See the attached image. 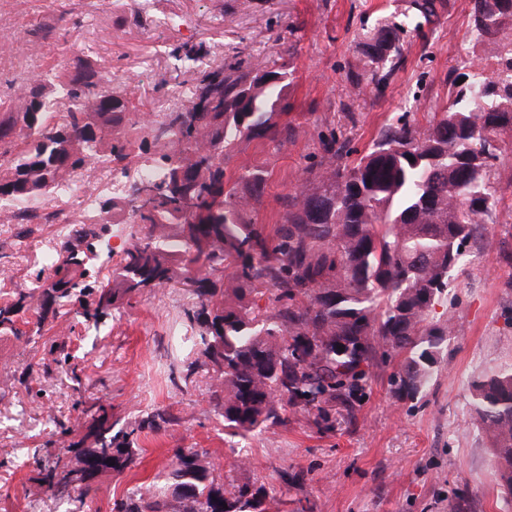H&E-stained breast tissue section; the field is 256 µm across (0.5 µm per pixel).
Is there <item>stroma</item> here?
Segmentation results:
<instances>
[{"label": "stroma", "mask_w": 512, "mask_h": 512, "mask_svg": "<svg viewBox=\"0 0 512 512\" xmlns=\"http://www.w3.org/2000/svg\"><path fill=\"white\" fill-rule=\"evenodd\" d=\"M155 18L136 0H0V98L12 84L90 54L116 71L152 112L173 98L186 107L197 77L172 50L200 44L209 65L231 57L274 60L293 72L288 91L295 135L242 142L224 166L267 172L253 217L275 227L285 197L317 168L319 135L336 131L365 150L391 115L425 121L448 91L458 51L468 43L469 0H450L425 36L402 35L406 64L381 95L356 92L365 76L362 27L402 20L411 0H154ZM493 169L499 198L483 240L469 244L438 312L456 333L427 389L399 399L391 383L401 358L377 357L354 418L345 411L288 413L283 425L241 437L224 432L211 397V374L196 364L194 331L184 311L194 296L175 285L145 291L99 329L74 324L69 366L46 347L0 335V512H112L114 500L148 487L171 467L172 451L212 457L216 477L276 492L286 512H512L500 498L488 439L470 422L469 377L512 364V135H503ZM62 235L53 224H0V296L30 291L41 258ZM112 406L119 425L164 410L168 429L138 438L139 463L105 473L96 494L52 498L34 481V457L53 458L57 421L74 422L75 401Z\"/></svg>", "instance_id": "obj_1"}]
</instances>
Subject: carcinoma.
I'll use <instances>...</instances> for the list:
<instances>
[{
    "instance_id": "cac0c4a2",
    "label": "carcinoma",
    "mask_w": 512,
    "mask_h": 512,
    "mask_svg": "<svg viewBox=\"0 0 512 512\" xmlns=\"http://www.w3.org/2000/svg\"><path fill=\"white\" fill-rule=\"evenodd\" d=\"M468 35L495 60L487 70L464 51L442 111L426 123L388 118L352 160L348 142H320L314 186L288 197L275 235L252 218L266 171L228 176L224 158L252 138L296 128L288 114L293 72L236 60L200 71L194 100L159 119L140 112L127 87L103 88L97 60L85 59L22 83L0 100V200L26 205L77 188L98 165L140 172L125 194L98 196L93 211L44 255L38 285L0 303V333L35 343L70 314L98 326L147 288L191 287L184 311L194 346L213 369L212 396L224 430L236 436L284 424L285 406L304 412L354 398L378 353L403 355L399 398L415 399L443 360L453 317H433L448 299L466 244L482 234L498 199L491 182L499 137L512 132V0H470ZM448 0H412L406 24L360 33L367 86L380 94L405 65L400 32L424 34ZM197 62L201 45L174 49ZM462 84H457L459 79ZM65 109H60L62 102ZM414 161H409V158ZM137 228L106 281L91 274L111 221ZM266 299L262 308L258 301ZM34 311L32 328H17ZM56 364L67 343L48 338ZM470 415L489 439L498 483L512 497V366L470 378ZM172 422L165 412L115 428L101 404L78 439L58 421L63 456L35 458L37 480L53 495L102 473L137 466L138 433ZM205 452L172 449L165 482L113 502L112 512H275L280 499L248 483L228 489Z\"/></svg>"
}]
</instances>
